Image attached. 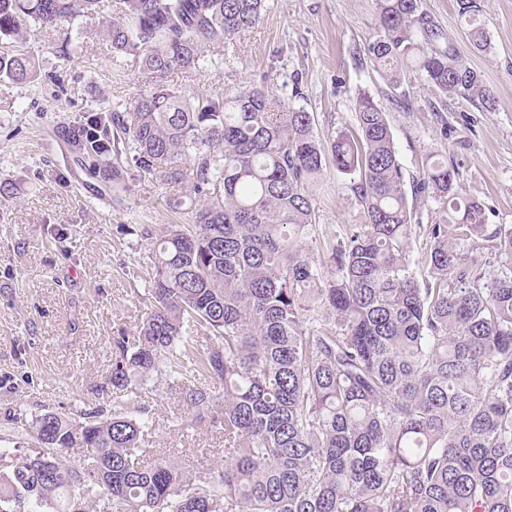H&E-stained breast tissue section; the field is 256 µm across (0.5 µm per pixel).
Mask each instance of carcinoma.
<instances>
[{"label":"carcinoma","mask_w":512,"mask_h":512,"mask_svg":"<svg viewBox=\"0 0 512 512\" xmlns=\"http://www.w3.org/2000/svg\"><path fill=\"white\" fill-rule=\"evenodd\" d=\"M264 2L115 0L101 21L98 0H0V41L55 23L61 60L97 37L144 76L129 105L69 130L78 161L113 193L131 191L130 179L163 186L185 215L156 243L149 312L135 334L112 337L110 381L133 390L162 367L224 434L222 463L189 469L147 462L152 425L136 407L104 420L15 417L29 452L0 448V512H512V268L490 278L461 249L481 238L512 260V226L487 231L455 167L429 158L414 197L438 203L440 219L424 229L418 277L402 166L370 95L357 97L358 136L324 146L311 114L266 81L231 97L167 84L224 61ZM376 6L367 51L392 90L412 68L443 103L494 108L483 74L421 0ZM456 9L466 49L486 51L481 0ZM37 69L32 54L0 53L1 79L31 84ZM328 153L358 177L365 223L321 260L310 256L311 187ZM195 373L222 395L184 381Z\"/></svg>","instance_id":"carcinoma-1"}]
</instances>
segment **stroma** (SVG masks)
I'll return each mask as SVG.
<instances>
[{
    "mask_svg": "<svg viewBox=\"0 0 512 512\" xmlns=\"http://www.w3.org/2000/svg\"><path fill=\"white\" fill-rule=\"evenodd\" d=\"M376 16L375 0H266L222 66L168 82L190 95H231L273 77L277 98L310 112L324 141L356 133V97L366 92L387 114L406 179L421 177L430 156H443L484 205L487 225H512V0H483L491 48L468 56L494 95L489 112L457 100L438 108L414 71L392 96L365 50ZM57 36V25H48L25 46L39 60L38 81L0 79V181L14 186L12 197L0 198V437L9 435L12 414L91 411L107 402L141 408L152 423L147 458L171 451L186 464L216 465L223 434L205 422L185 426L189 412L167 374L150 376L135 394L100 391L112 371L113 336L133 333L150 306L153 248L139 227L158 237L179 217L166 188L137 187L117 202L74 165L69 124L79 112L129 104L143 80L95 39L63 63L53 51ZM313 194L319 254L365 217L353 176L334 162Z\"/></svg>",
    "mask_w": 512,
    "mask_h": 512,
    "instance_id": "1",
    "label": "stroma"
}]
</instances>
